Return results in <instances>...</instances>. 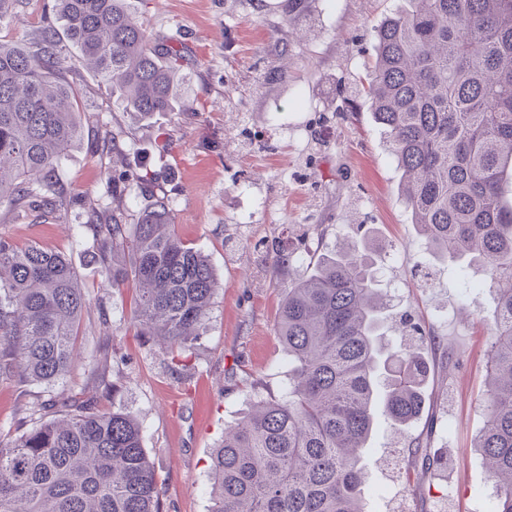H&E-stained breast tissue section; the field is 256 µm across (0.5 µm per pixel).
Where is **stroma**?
<instances>
[{
  "label": "stroma",
  "mask_w": 512,
  "mask_h": 512,
  "mask_svg": "<svg viewBox=\"0 0 512 512\" xmlns=\"http://www.w3.org/2000/svg\"><path fill=\"white\" fill-rule=\"evenodd\" d=\"M128 3L152 36L183 42L187 93L171 112L124 111L67 49L61 74L77 95L84 138L60 174L80 201L45 222L2 208L0 234L70 259L89 303L80 363L51 388L0 379V432L17 433L22 418L58 393L96 396L116 383L118 403L141 426L164 512H209L210 454L225 425L249 409L253 381L275 396L288 381L276 335L280 304L313 269L318 224L329 244L370 239L390 316L434 336L421 347L429 374L411 432L427 437L443 464L408 494L400 477L406 442L378 420L367 448V512H491L492 482L475 443L485 423L496 293L477 266L461 292L449 263L424 250L383 130L355 95L374 63V28L405 0ZM49 30L65 41L52 0H16L0 36L33 48ZM114 169L163 173L176 233L204 253L220 283L199 345L178 372L132 328L130 293L102 288L81 229L85 205L107 199ZM279 250L294 255L283 269L269 260ZM88 364L97 376L87 375Z\"/></svg>",
  "instance_id": "35a3bbf8"
}]
</instances>
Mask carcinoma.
<instances>
[{"mask_svg":"<svg viewBox=\"0 0 512 512\" xmlns=\"http://www.w3.org/2000/svg\"><path fill=\"white\" fill-rule=\"evenodd\" d=\"M374 29L365 95L405 179L425 250L469 264L495 286L486 424L476 447L512 512V0H409ZM67 39L127 112L174 109L180 49L154 39L127 0H55ZM52 36L35 52L0 38V208L16 218L69 205L60 165L82 138L73 89L56 76ZM112 194L136 189L130 212L102 202L82 225L104 287L130 289L134 328L184 366L218 291L206 256L174 230L158 174L106 176ZM88 303L62 253L0 236V378L51 386L75 364ZM374 263L359 240L326 251L288 289L276 327L290 364L279 396L254 403L212 450L210 512H365L364 453L381 410L405 427L422 409L427 366L390 328ZM61 415L13 438L0 434V512H162L154 463L136 417L67 393ZM416 475L435 464L412 439Z\"/></svg>","mask_w":512,"mask_h":512,"instance_id":"obj_1","label":"carcinoma"}]
</instances>
